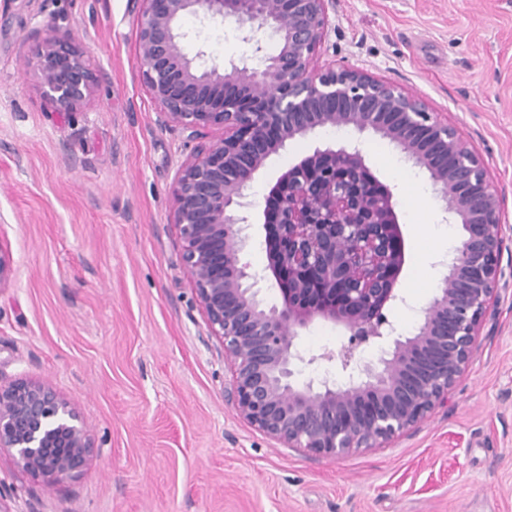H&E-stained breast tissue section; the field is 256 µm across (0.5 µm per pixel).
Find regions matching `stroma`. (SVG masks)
<instances>
[{"instance_id": "stroma-1", "label": "stroma", "mask_w": 512, "mask_h": 512, "mask_svg": "<svg viewBox=\"0 0 512 512\" xmlns=\"http://www.w3.org/2000/svg\"><path fill=\"white\" fill-rule=\"evenodd\" d=\"M319 56L422 95L483 160L504 197L495 314L448 404L380 448L329 460L278 444L224 399L230 366L210 336L168 221L170 186L191 152L160 128L141 83L129 0H0V246L13 259L0 288V375L53 384L80 412L93 461L53 487L0 452L8 512H512V0H336ZM80 42L101 76L77 113L54 111L23 58L47 23ZM189 54L246 61L234 21L187 18ZM345 138L324 130L269 159L249 190L247 258L267 264L262 211L277 177ZM395 195L405 240L387 315L419 322L442 280L429 226L451 223L427 174L388 140L360 137ZM346 333L302 329L315 356L298 382L346 376L322 352Z\"/></svg>"}]
</instances>
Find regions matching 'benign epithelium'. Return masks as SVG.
Returning a JSON list of instances; mask_svg holds the SVG:
<instances>
[{
  "mask_svg": "<svg viewBox=\"0 0 512 512\" xmlns=\"http://www.w3.org/2000/svg\"><path fill=\"white\" fill-rule=\"evenodd\" d=\"M335 0H131L136 52L158 124L194 143L171 186L169 222L209 334L230 362L224 397L270 439L338 460L378 448L426 421L475 352L492 313L503 198L481 158L425 99L358 68L322 66L329 7ZM188 16L232 20L255 65H206L184 50ZM261 30L278 43L265 53ZM55 111L79 112L100 77L86 49L50 25L24 60ZM348 128L389 140L439 187L445 210L465 238L448 260L416 333L403 336L385 310L401 299V231L389 185L366 163L359 144L317 146L270 189L278 202L264 223L277 224L279 248L263 271L243 260L253 202L247 190L267 159L319 129ZM272 278L281 306L267 307L258 284ZM340 325L339 358L349 382L325 376L294 382L305 358L300 330L315 319ZM390 341L377 363L359 348ZM54 484L75 478L94 456L80 413L50 383L0 374V451Z\"/></svg>",
  "mask_w": 512,
  "mask_h": 512,
  "instance_id": "1",
  "label": "benign epithelium"
}]
</instances>
